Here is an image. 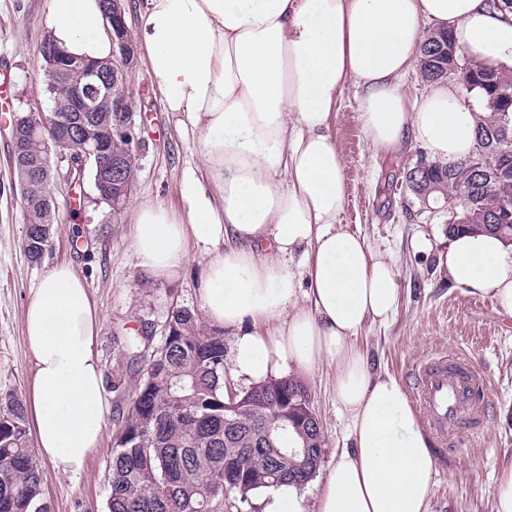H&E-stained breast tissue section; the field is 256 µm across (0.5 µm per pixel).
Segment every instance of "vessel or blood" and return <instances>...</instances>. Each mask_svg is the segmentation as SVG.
<instances>
[{"mask_svg":"<svg viewBox=\"0 0 512 512\" xmlns=\"http://www.w3.org/2000/svg\"><path fill=\"white\" fill-rule=\"evenodd\" d=\"M412 394L441 450L477 435L485 418L487 378L471 363L437 353L415 367Z\"/></svg>","mask_w":512,"mask_h":512,"instance_id":"vessel-or-blood-1","label":"vessel or blood"}]
</instances>
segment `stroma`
<instances>
[{"label":"stroma","instance_id":"obj_1","mask_svg":"<svg viewBox=\"0 0 512 512\" xmlns=\"http://www.w3.org/2000/svg\"><path fill=\"white\" fill-rule=\"evenodd\" d=\"M48 12L49 0H0V70L10 78L8 97L0 99V394L21 397L31 372L23 314L54 265L73 264L87 281L101 319L97 349L104 381H111L119 369L133 385L137 367L122 352L124 337L136 334L145 322L162 326L173 307L199 309L197 291L208 261L200 251H192L183 276L162 283L145 281L136 266L134 207L159 203L182 211V173L200 162L198 135L179 130L177 114L165 111L140 61L129 95L142 147L127 207L120 216H112L98 202L89 181L84 184L83 204H75L67 184L57 183L52 246L36 262L24 252L25 208L13 173L8 113L16 108L35 113L51 108L40 54L48 34ZM358 115L359 97L354 87H346L332 127L347 185L341 222L360 232L393 264L400 286L394 319L385 326L366 327L360 343L372 370L390 373L404 385L413 365L436 351L474 357L486 369L491 390L485 430L435 461L430 512H492L498 476L512 463V319L498 314L491 297L469 295L449 281L441 260L448 248L445 219L418 214L405 187V172L415 164L421 147L408 143L394 152L374 154ZM421 234L430 240V250L414 249L413 241ZM334 376V369L325 366L304 382L325 439L320 467L304 489L311 508L331 465L352 446L348 420L334 396ZM105 397L102 439L83 472L64 476L49 463L40 465L51 512H108L109 461L130 397L110 391Z\"/></svg>","mask_w":512,"mask_h":512}]
</instances>
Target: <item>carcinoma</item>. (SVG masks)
<instances>
[{
	"mask_svg": "<svg viewBox=\"0 0 512 512\" xmlns=\"http://www.w3.org/2000/svg\"><path fill=\"white\" fill-rule=\"evenodd\" d=\"M454 48L449 34L430 32L421 46L423 80H451L476 100L479 116L472 153L455 163L429 161L418 180L405 177L412 195L454 200L457 215L448 233L482 229L512 239V122L503 126L500 99L512 117V68L469 63L450 77L440 48ZM26 150L13 154L16 182H28L24 197L27 233L23 249L37 261L50 240L56 209L43 198L48 169L42 142L22 131ZM169 335L162 337L140 371L137 405L115 434L110 460L108 512H215L218 501L252 505L262 490L288 482L299 457L288 453L294 431L273 435L266 447L269 417L285 409L307 428L310 398L292 377L271 379L238 390L224 372V334L206 331L198 312L176 307L168 315ZM150 337L129 336L124 348L131 361L141 359L139 346ZM238 405L224 408L230 394ZM25 406L14 394L0 395V512H50L43 475L32 462Z\"/></svg>",
	"mask_w": 512,
	"mask_h": 512,
	"instance_id": "obj_1",
	"label": "carcinoma"
}]
</instances>
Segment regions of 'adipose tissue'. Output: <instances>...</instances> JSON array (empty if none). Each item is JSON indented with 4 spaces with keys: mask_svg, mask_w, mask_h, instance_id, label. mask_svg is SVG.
Listing matches in <instances>:
<instances>
[{
    "mask_svg": "<svg viewBox=\"0 0 512 512\" xmlns=\"http://www.w3.org/2000/svg\"><path fill=\"white\" fill-rule=\"evenodd\" d=\"M138 43L166 111L201 132L203 164L182 176L185 208L136 207L132 249L154 282L180 277L191 248L208 255L198 288L207 321L235 330L232 377L259 383L336 370L353 446L332 464L315 512H429L430 442L402 384L373 373L357 340L399 305L398 276L360 233L347 202L332 121L347 85L374 152L420 145L466 159L477 105L452 83L417 104L401 90L426 25L460 54L512 64V13L486 0H142ZM51 39L92 60L112 53L99 0H50ZM450 281L512 318V244L449 237ZM98 311L71 265L48 271L24 312L33 369L26 393L36 453L82 473L105 422Z\"/></svg>",
    "mask_w": 512,
    "mask_h": 512,
    "instance_id": "obj_1",
    "label": "adipose tissue"
}]
</instances>
